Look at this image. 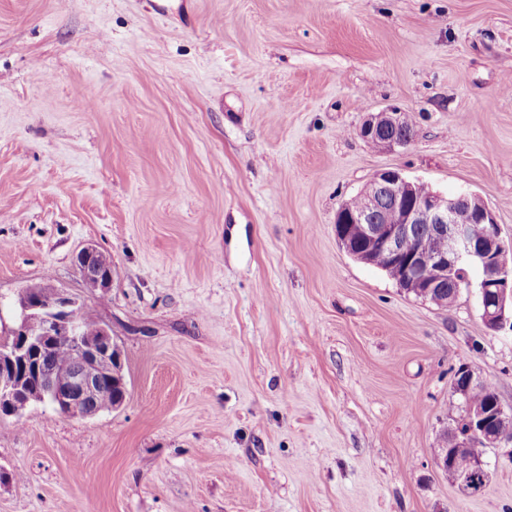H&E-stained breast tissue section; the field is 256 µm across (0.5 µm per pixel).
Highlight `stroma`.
I'll return each instance as SVG.
<instances>
[{
	"label": "stroma",
	"mask_w": 512,
	"mask_h": 512,
	"mask_svg": "<svg viewBox=\"0 0 512 512\" xmlns=\"http://www.w3.org/2000/svg\"><path fill=\"white\" fill-rule=\"evenodd\" d=\"M511 79L512 0H0V333L65 291L127 383L0 419V512H512L506 449L477 497L435 465L459 366L512 408V331L336 238L394 168L512 243ZM389 108L410 144L361 137ZM97 253V249L93 246L84 247L77 253L75 261L86 283L103 294L107 288H110L112 276L102 274L95 269L93 259Z\"/></svg>",
	"instance_id": "35a3bbf8"
}]
</instances>
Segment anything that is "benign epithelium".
Here are the masks:
<instances>
[{
	"mask_svg": "<svg viewBox=\"0 0 512 512\" xmlns=\"http://www.w3.org/2000/svg\"><path fill=\"white\" fill-rule=\"evenodd\" d=\"M405 127L404 113L395 109L372 113L361 126V135L379 147L409 144L415 134H399ZM419 183L397 169L378 171L360 194L357 206L344 204L336 214V236L355 259L372 262L374 252L386 260L401 262L402 284L420 289L426 301L451 302L460 291L472 286L465 262L479 265L482 275L477 295L485 324L494 330L512 328V253L500 238L499 225L477 194L449 198L430 189L421 192ZM401 214L400 221L383 219L384 203ZM467 209L485 225L476 239L472 225L461 224L458 215ZM443 240L447 247L429 255L418 245L419 226ZM97 249L87 246L75 258L86 283L100 292L110 287L112 276L93 265ZM19 313L8 334L0 338V416L13 414L19 399L49 405L74 418L91 419L103 412L97 397L104 382L112 381L111 362L120 361L119 352L107 329L97 336L82 332V313L76 300L64 291L36 294L23 290L18 298ZM57 342L69 345L66 363H48L45 357ZM57 373L67 375L61 384L49 382ZM467 428L448 433V447L435 457L436 466L455 478V459L471 448L512 446V409L500 399L489 406L465 404Z\"/></svg>",
	"mask_w": 512,
	"mask_h": 512,
	"instance_id": "7a95c632",
	"label": "benign epithelium"
}]
</instances>
